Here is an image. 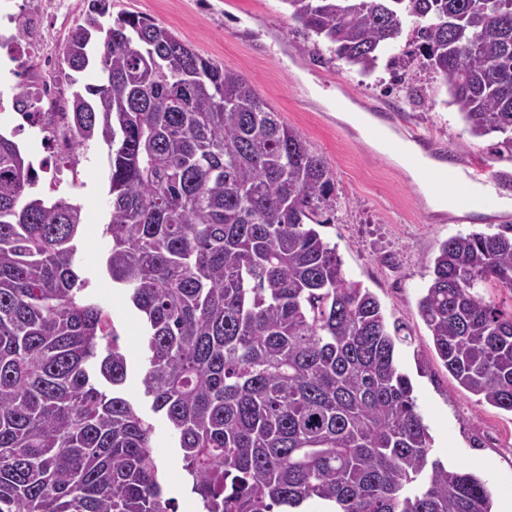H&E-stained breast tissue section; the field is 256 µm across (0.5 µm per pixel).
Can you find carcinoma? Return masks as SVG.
Here are the masks:
<instances>
[{"mask_svg":"<svg viewBox=\"0 0 512 512\" xmlns=\"http://www.w3.org/2000/svg\"><path fill=\"white\" fill-rule=\"evenodd\" d=\"M304 38L368 75L419 65L474 137L512 160V0H283ZM64 63L54 135L107 146L106 269L146 340L142 379L203 512H492L482 479L430 456L396 350L409 340L349 279L330 223L328 161L242 74L139 14L91 0ZM0 133V512H170L154 426L110 385L126 357L75 257L85 214L35 190ZM512 224L444 241L419 300L459 385L512 412Z\"/></svg>","mask_w":512,"mask_h":512,"instance_id":"obj_1","label":"carcinoma"}]
</instances>
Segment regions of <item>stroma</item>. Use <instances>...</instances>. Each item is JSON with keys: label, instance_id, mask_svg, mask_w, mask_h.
<instances>
[{"label": "stroma", "instance_id": "35a3bbf8", "mask_svg": "<svg viewBox=\"0 0 512 512\" xmlns=\"http://www.w3.org/2000/svg\"><path fill=\"white\" fill-rule=\"evenodd\" d=\"M16 2L23 13L39 9L38 24L49 56L46 76L68 86L62 54L89 0ZM112 12L149 16L203 58L241 73L281 120L300 133L308 148L326 158L333 173L336 209L331 224L321 232L335 244L347 276L369 288L388 322L403 325L412 338L411 344L398 346L396 361L412 381L418 410L432 437L431 455L479 475L492 491L493 506H500L504 496H512V413L478 403L458 385L435 353L418 301L442 242L512 224V211L494 207L483 214L432 212L414 176L338 121L321 100L343 94L400 138L421 135V146L433 159L462 169L489 166L496 176L495 188L512 193V161L496 158V137L471 136L460 114L446 105L445 91L428 70L405 75L383 57L372 74L364 75L336 60L326 45H312L299 53L303 38L283 0H112ZM411 85L419 88L420 97H409ZM17 140L34 159L44 162L37 170L39 191H47L53 180L80 177L79 186L68 191L87 216L76 268L121 335L127 378L120 392L155 427V455L176 512H201L175 439L144 392L141 315L127 290L111 282L102 264L109 247L103 232L108 221V149L94 145L83 150L76 171L71 172L61 169L52 148L34 144L24 133Z\"/></svg>", "mask_w": 512, "mask_h": 512}]
</instances>
